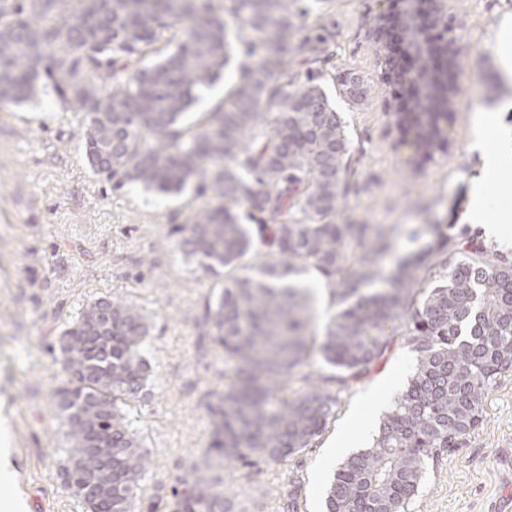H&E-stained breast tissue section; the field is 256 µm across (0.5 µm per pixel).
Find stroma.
I'll list each match as a JSON object with an SVG mask.
<instances>
[{
	"mask_svg": "<svg viewBox=\"0 0 512 512\" xmlns=\"http://www.w3.org/2000/svg\"><path fill=\"white\" fill-rule=\"evenodd\" d=\"M393 0H304L319 7L333 53L322 86L340 112L358 161L347 213L367 224H392L395 246L386 271L426 249L422 224H461L472 180L482 171L473 149L477 112L489 110L486 147L512 140V79L502 75L500 19L512 0H451L462 63L442 151L416 166L391 115L397 87L382 79L373 38ZM365 75L372 93L361 109L336 89L338 70ZM86 125L54 94L0 109V451L9 450L13 492L23 512H82L60 476L64 429L51 403L59 370L50 348L88 301L117 296L148 318L145 357L151 379L129 411L151 465L144 498L170 492L206 447L211 427L205 395L224 387V355L202 326L214 284L178 246L187 196L118 185L94 173L83 152ZM416 362L396 342L371 372L345 393L316 445L276 465H237L224 482L241 512H279L289 480L300 489V512H324L325 494L342 458L336 444L370 447L361 421L381 422ZM376 401L366 402L371 391ZM482 425L463 447L429 465L412 512H486L512 491V372L484 399Z\"/></svg>",
	"mask_w": 512,
	"mask_h": 512,
	"instance_id": "1",
	"label": "stroma"
}]
</instances>
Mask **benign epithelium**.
I'll return each mask as SVG.
<instances>
[{"mask_svg": "<svg viewBox=\"0 0 512 512\" xmlns=\"http://www.w3.org/2000/svg\"><path fill=\"white\" fill-rule=\"evenodd\" d=\"M377 43L384 49L385 77L409 89L411 96L435 93V78L448 86V103L458 90L456 37L448 21V0H405L396 20L382 14L376 23Z\"/></svg>", "mask_w": 512, "mask_h": 512, "instance_id": "7a95c632", "label": "benign epithelium"}]
</instances>
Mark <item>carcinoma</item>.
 <instances>
[{
    "mask_svg": "<svg viewBox=\"0 0 512 512\" xmlns=\"http://www.w3.org/2000/svg\"><path fill=\"white\" fill-rule=\"evenodd\" d=\"M302 0H0V106L51 87L84 113L85 157L97 174L163 194L195 186L182 252L224 275L203 325L224 351V390L210 392L202 462L165 502L138 497L150 459L125 410L149 378L147 318L122 297L84 307L57 338L67 427L65 476L86 512H238L237 492L211 475L256 457L282 464L314 443L341 395L401 338L416 353L409 379L371 447L337 468L326 512H410L428 461L483 422V397L512 372V253L462 227L423 224L426 249L390 277L396 227L345 216L352 141L321 75L293 71L326 37ZM243 47L237 82L193 124L194 92ZM354 107L371 86L336 74ZM417 159L443 140L419 100ZM264 250L252 252L253 237ZM251 258V276L238 275ZM331 286L339 310L317 338L298 277ZM334 369L325 375L314 355Z\"/></svg>",
    "mask_w": 512,
    "mask_h": 512,
    "instance_id": "1",
    "label": "carcinoma"
}]
</instances>
